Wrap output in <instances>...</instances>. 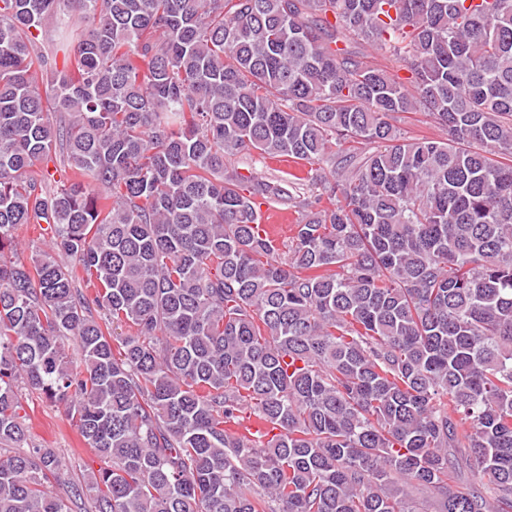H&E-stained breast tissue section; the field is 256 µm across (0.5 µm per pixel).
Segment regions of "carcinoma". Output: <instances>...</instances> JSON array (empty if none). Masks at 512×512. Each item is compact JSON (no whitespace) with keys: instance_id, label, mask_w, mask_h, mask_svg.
Here are the masks:
<instances>
[{"instance_id":"carcinoma-1","label":"carcinoma","mask_w":512,"mask_h":512,"mask_svg":"<svg viewBox=\"0 0 512 512\" xmlns=\"http://www.w3.org/2000/svg\"><path fill=\"white\" fill-rule=\"evenodd\" d=\"M429 503L512 512V0H0V512ZM397 125L409 136L442 135L441 129L424 114L423 111L403 112L398 114ZM232 161L239 168L252 167L255 168L258 172H260L263 176L267 177H280L285 175L284 172H291V170L284 164H279L275 162L264 163L263 160L258 155H252L251 157L235 156L232 158ZM272 169H275L277 171H274ZM24 406L31 419L35 442L55 448L66 463L63 481L83 484L91 470L99 468L97 460L81 444L74 423L65 416L64 409L44 398L27 396ZM77 450V452H74Z\"/></svg>"}]
</instances>
